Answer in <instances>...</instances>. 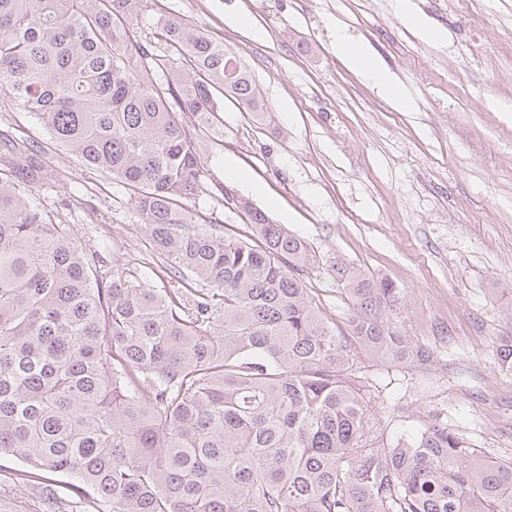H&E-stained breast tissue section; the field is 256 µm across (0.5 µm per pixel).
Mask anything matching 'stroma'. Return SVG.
Here are the masks:
<instances>
[{
	"mask_svg": "<svg viewBox=\"0 0 512 512\" xmlns=\"http://www.w3.org/2000/svg\"><path fill=\"white\" fill-rule=\"evenodd\" d=\"M409 3L442 40L404 25L396 0H150L136 36L161 51L159 14L195 20L249 70L269 110L261 125L225 101L202 137L204 177L189 207L247 232L217 202L226 186L304 238L315 257L308 285L339 325L352 307L334 265L398 288L386 317L433 358L386 367L354 356L378 435L394 445L437 416L472 447L507 460L512 373L501 369L497 347L512 336V0ZM241 13L253 30L231 25ZM340 35L367 48L410 109L382 98L337 56ZM0 128L43 147L53 185L37 200L79 247L100 255L103 279L117 264L168 287L122 186L82 165L5 95ZM22 468L0 456V512H71L74 493L46 499L19 479Z\"/></svg>",
	"mask_w": 512,
	"mask_h": 512,
	"instance_id": "stroma-1",
	"label": "stroma"
}]
</instances>
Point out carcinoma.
<instances>
[{"label": "carcinoma", "mask_w": 512, "mask_h": 512, "mask_svg": "<svg viewBox=\"0 0 512 512\" xmlns=\"http://www.w3.org/2000/svg\"><path fill=\"white\" fill-rule=\"evenodd\" d=\"M147 2L0 0V94L127 190L176 283L100 280L34 198L41 150L0 129V454L48 494L67 478L90 497L79 512H512V460L438 419L378 441L350 352L432 357L384 319L392 283L336 269L345 330L307 288L303 238L245 198L244 237L186 206L221 98L268 109L199 23L160 16L165 55L135 39ZM497 355L512 372V336Z\"/></svg>", "instance_id": "obj_1"}]
</instances>
